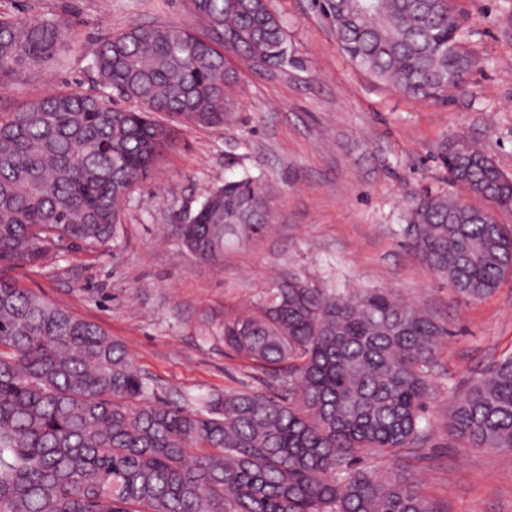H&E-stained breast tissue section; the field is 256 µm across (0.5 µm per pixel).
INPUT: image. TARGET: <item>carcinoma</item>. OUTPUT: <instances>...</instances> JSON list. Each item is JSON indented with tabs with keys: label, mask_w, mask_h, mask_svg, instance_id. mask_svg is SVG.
<instances>
[{
	"label": "carcinoma",
	"mask_w": 512,
	"mask_h": 512,
	"mask_svg": "<svg viewBox=\"0 0 512 512\" xmlns=\"http://www.w3.org/2000/svg\"><path fill=\"white\" fill-rule=\"evenodd\" d=\"M195 33L134 25L94 52L95 88L58 90L0 113V512H439L404 471L368 451L424 440L439 339L448 330L388 290L336 292L280 275L224 321V347L278 387L226 390L193 406L155 397L98 324L8 276L74 245L120 238L128 190L174 148L179 127H221L238 72L288 65L270 0H189ZM350 62L392 90L449 102L478 66L453 0H320ZM60 24L0 13V85L55 62ZM132 101L135 107L122 105ZM167 115L172 124L156 122ZM451 182L481 205L429 194L404 216L419 259L481 297L512 275V177L463 137L441 146ZM269 209L245 174L175 226L199 260L224 235L259 233ZM469 448L512 450V355L448 416Z\"/></svg>",
	"instance_id": "obj_1"
}]
</instances>
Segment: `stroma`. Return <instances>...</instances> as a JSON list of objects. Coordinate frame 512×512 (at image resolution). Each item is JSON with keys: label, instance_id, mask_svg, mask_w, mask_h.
Wrapping results in <instances>:
<instances>
[{"label": "stroma", "instance_id": "1", "mask_svg": "<svg viewBox=\"0 0 512 512\" xmlns=\"http://www.w3.org/2000/svg\"><path fill=\"white\" fill-rule=\"evenodd\" d=\"M456 4L480 66L442 104L395 93L356 68L312 0H271L291 65L274 74L241 68L224 126L182 127L152 176L130 190L119 244L74 249L13 278L122 341L156 396L176 402L240 388L276 395L259 368L224 349L225 320L272 274L393 290L451 334L437 353L428 438L397 457L366 453L364 465L386 476L404 459L442 512H512V454L464 447L447 428L467 386L512 353V280L481 298L459 294L400 231L414 198L457 191L438 161L444 140L479 143L512 175V0ZM22 11L58 20L65 48L57 65L0 87V112L58 89H92L96 47L129 26L201 28L188 0H0L1 13ZM245 174L264 191L271 224L227 239L219 261H199L175 225Z\"/></svg>", "mask_w": 512, "mask_h": 512}]
</instances>
